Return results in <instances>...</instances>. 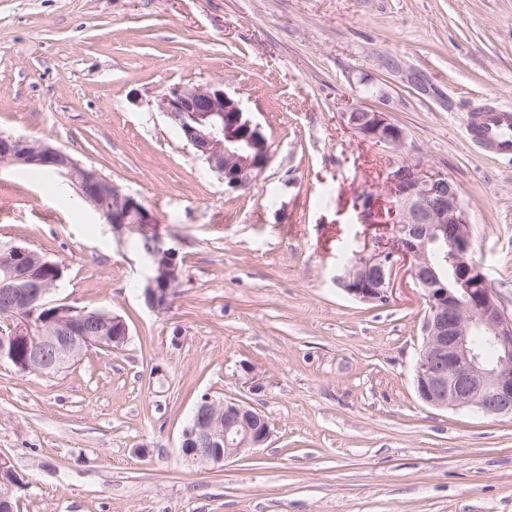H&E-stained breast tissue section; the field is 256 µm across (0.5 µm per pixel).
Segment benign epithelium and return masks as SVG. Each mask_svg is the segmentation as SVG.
I'll return each instance as SVG.
<instances>
[{"mask_svg":"<svg viewBox=\"0 0 512 512\" xmlns=\"http://www.w3.org/2000/svg\"><path fill=\"white\" fill-rule=\"evenodd\" d=\"M157 107L179 128L183 141L232 188L252 182L268 161L264 135L220 84L173 87L159 96ZM345 126L365 141L399 152L402 129L386 113L355 107L342 113ZM39 165L67 176L82 196L116 230L141 224L150 231L144 257L150 274L142 295L153 311L169 309L181 269L175 251L159 236L151 210L115 187L92 167L79 165L68 153L24 136L0 133V163ZM385 182L392 200L387 213L376 210L371 194L362 197L367 224H391L393 236L373 253L358 257L338 283L351 296L386 301L396 273L406 268L427 303L422 324L423 347L414 366L419 399L442 410L472 409L489 417H512V315L489 287L478 265L468 259L471 237L457 187L442 174L421 175L405 159L389 164ZM0 304L7 317L0 327V361L23 373L47 375L77 364L93 348H117L128 326L118 315L99 313V327L112 324V337L91 335L87 310L56 302L51 295L62 266L44 260L23 244L0 248ZM487 337L497 347L486 362L472 337ZM25 350L18 359L17 350ZM271 436L269 419L236 400L205 397L181 440L189 463L220 466L250 453ZM16 484L0 479V512H14Z\"/></svg>","mask_w":512,"mask_h":512,"instance_id":"1","label":"benign epithelium"}]
</instances>
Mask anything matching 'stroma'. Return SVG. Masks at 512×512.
I'll return each mask as SVG.
<instances>
[{"instance_id": "stroma-1", "label": "stroma", "mask_w": 512, "mask_h": 512, "mask_svg": "<svg viewBox=\"0 0 512 512\" xmlns=\"http://www.w3.org/2000/svg\"><path fill=\"white\" fill-rule=\"evenodd\" d=\"M220 82L258 123L266 168L232 190L158 97ZM512 109V0H0V132L43 140L155 212L182 270L148 308L138 225L115 232L68 178L0 164V245L64 266L55 299L121 316L127 341L52 377L0 363V453L19 512H512V418L437 410L413 365L426 304L336 278L372 252L359 195L393 153L341 114L404 131L447 175L472 259L512 313V156L467 138ZM248 402L272 434L218 467L184 461L202 395ZM345 126L365 141H370L398 153L404 146L402 129L391 122L386 113L367 107H355L342 112Z\"/></svg>"}]
</instances>
